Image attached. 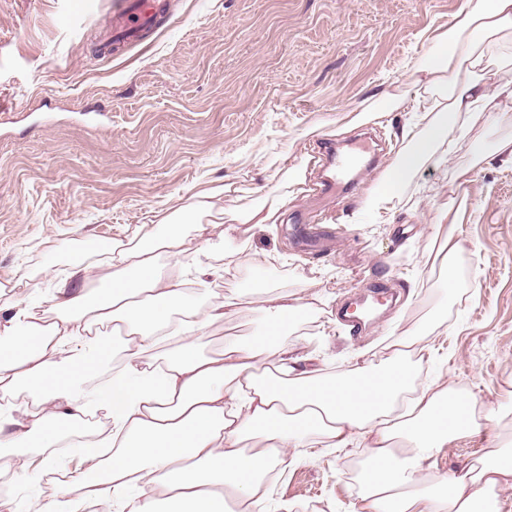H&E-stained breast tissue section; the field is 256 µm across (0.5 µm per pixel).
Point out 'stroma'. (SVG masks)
Returning <instances> with one entry per match:
<instances>
[{
  "label": "stroma",
  "instance_id": "obj_1",
  "mask_svg": "<svg viewBox=\"0 0 512 512\" xmlns=\"http://www.w3.org/2000/svg\"><path fill=\"white\" fill-rule=\"evenodd\" d=\"M463 0H162L139 41L102 48L100 37L123 0H0V281L18 282L14 300L48 303L47 269L86 259L87 239L153 237L155 214L178 213L197 191L225 184L198 210L192 248L217 245L209 259L220 288L240 289L231 316L206 346L227 336L262 335L267 292L319 296L312 319L292 325L307 338L309 365L329 375L383 358L391 335L430 334V370L447 374L512 426V163L495 155L512 118L467 127L447 161L424 164L408 181L388 223L362 212L367 191L400 147L401 112L360 124L342 118L371 104L383 84L410 78L404 61L421 33L454 22ZM377 151V166L353 178V194L291 192L288 170L306 180L325 140ZM466 180L455 235L454 281L446 283L442 240L433 236L448 191ZM287 198L282 223L230 226L224 211ZM328 215L324 252L304 253L290 234L295 215ZM234 268L225 277V265ZM387 280L395 307L348 336L332 310L357 289ZM485 432L451 440L432 458L458 470L479 456ZM360 444L311 448L269 482L268 507L351 512ZM38 484L0 463V512H27L74 479L61 461Z\"/></svg>",
  "mask_w": 512,
  "mask_h": 512
}]
</instances>
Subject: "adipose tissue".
Returning <instances> with one entry per match:
<instances>
[{
	"label": "adipose tissue",
	"mask_w": 512,
	"mask_h": 512,
	"mask_svg": "<svg viewBox=\"0 0 512 512\" xmlns=\"http://www.w3.org/2000/svg\"><path fill=\"white\" fill-rule=\"evenodd\" d=\"M408 60L410 89L383 93L373 118L410 117L402 147L363 204L388 221L411 173L452 154L454 127L512 112V0H467L448 27L426 29ZM180 233L91 248L77 272L60 271L51 306L0 307V449L43 447L53 468L65 435L81 440L80 478L34 512H267L266 479L297 448L368 441L352 512H512V443L502 419L452 381L426 380L408 361L425 336H402L381 363L327 376L301 367L288 326L312 308L284 294L265 300L264 339L211 350L201 341L234 305L236 290L190 295ZM93 288H73V275ZM187 319L168 332L174 309ZM102 325L111 334L99 333ZM486 428L493 437L458 471L434 472L448 441Z\"/></svg>",
	"instance_id": "obj_1"
}]
</instances>
